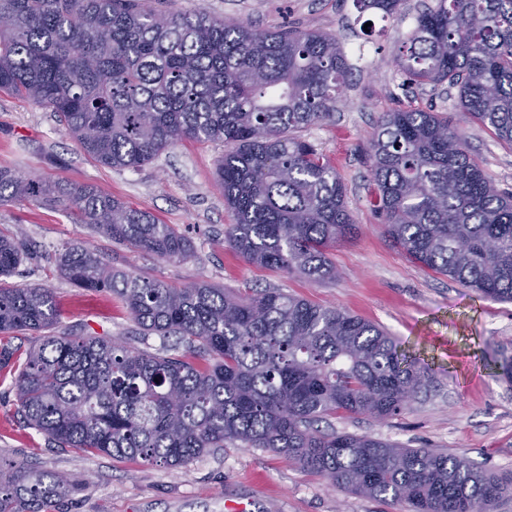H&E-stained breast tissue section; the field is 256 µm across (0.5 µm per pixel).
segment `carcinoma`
Listing matches in <instances>:
<instances>
[{"label": "carcinoma", "mask_w": 512, "mask_h": 512, "mask_svg": "<svg viewBox=\"0 0 512 512\" xmlns=\"http://www.w3.org/2000/svg\"><path fill=\"white\" fill-rule=\"evenodd\" d=\"M393 17L402 0H354ZM0 92L58 114L78 146L138 168L183 139L221 142L217 181L234 216L224 244L312 282L337 278L329 251L355 234L347 188L295 132L330 119L351 67L336 37L160 12L142 0H0ZM409 85L457 90L463 117L512 148V0H436L398 57ZM372 206L411 262L512 301V192L495 188L459 126L431 109L385 112L367 149ZM59 203L97 234L166 261L191 257L171 224L93 187L0 171V203ZM22 246L0 236V276ZM79 288L108 290L147 336L183 353L58 336L47 288L0 287V335L42 334L16 376L25 422L60 448L183 467L212 448H264L350 494L408 512H490L512 476L431 448L315 432L338 413L387 419L428 390L432 369L382 327L269 288H184L104 263L85 246L57 259ZM73 491L23 464L0 472V512H43Z\"/></svg>", "instance_id": "obj_1"}]
</instances>
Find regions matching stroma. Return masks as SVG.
I'll return each mask as SVG.
<instances>
[{
    "instance_id": "35a3bbf8",
    "label": "stroma",
    "mask_w": 512,
    "mask_h": 512,
    "mask_svg": "<svg viewBox=\"0 0 512 512\" xmlns=\"http://www.w3.org/2000/svg\"><path fill=\"white\" fill-rule=\"evenodd\" d=\"M155 9L212 16L265 30L287 25L336 36L352 65L333 119L302 130L303 140L331 160L347 187V207L360 232L337 243L334 281L313 283L246 263L224 245L232 215L216 180L220 142L185 139L136 169H112L84 154L56 114L0 94V170L72 187L92 185L112 198L175 225L195 254L167 262L98 236L59 204L0 205V233L26 246L9 286L51 289L61 311L57 334L119 339L162 353L172 339L142 335L111 292L73 285L56 268L59 253L83 244L112 266L182 288L211 283L238 292L278 288L336 306L383 327L433 369L428 391L402 414L379 421L339 415L322 431L368 434L413 448L463 456L478 468L512 472V381L498 364L512 359V302L479 298L459 283L412 263L384 234L370 204L367 147L382 113L419 108L457 121L455 91L423 85L401 89L396 61L422 7L403 0L395 18L358 12L353 0H154ZM468 148L486 177L512 191V148L477 124L464 127ZM32 464L67 477L75 490L51 512H226V501H253L255 512H404L402 506L348 494L283 456L227 446L187 466H147L138 460L60 448L30 428L17 410L15 376L0 370V468Z\"/></svg>"
}]
</instances>
